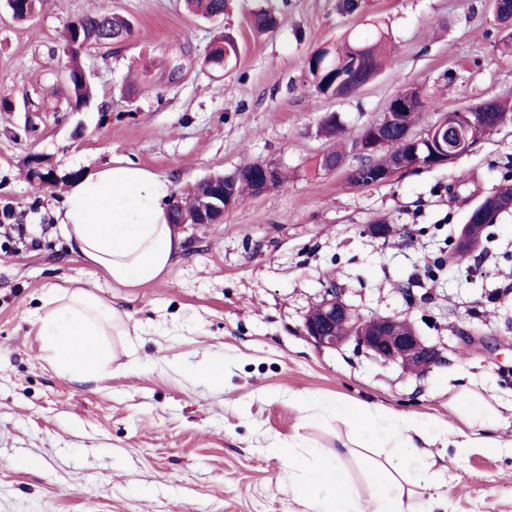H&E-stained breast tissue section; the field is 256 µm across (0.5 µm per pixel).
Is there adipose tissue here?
I'll list each match as a JSON object with an SVG mask.
<instances>
[{
    "instance_id": "obj_1",
    "label": "adipose tissue",
    "mask_w": 512,
    "mask_h": 512,
    "mask_svg": "<svg viewBox=\"0 0 512 512\" xmlns=\"http://www.w3.org/2000/svg\"><path fill=\"white\" fill-rule=\"evenodd\" d=\"M170 187L148 170L117 163L77 180L63 202L60 230L72 251L103 271L113 283L141 287L170 274L179 237L169 222ZM122 334L124 314L90 290L58 293L55 305L38 318L51 365L77 380L92 377L107 357L101 341L103 323ZM449 404L459 425L436 430L384 408L332 409L354 443L365 435L388 445L390 452L368 472L369 498H362L340 461L327 460L304 477L293 478L295 494L310 512H417L405 486H430L438 477L426 451L441 442L451 448L479 445V432L495 429L504 418L477 394L454 395Z\"/></svg>"
}]
</instances>
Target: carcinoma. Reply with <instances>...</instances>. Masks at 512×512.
I'll use <instances>...</instances> for the list:
<instances>
[{
  "instance_id": "1",
  "label": "carcinoma",
  "mask_w": 512,
  "mask_h": 512,
  "mask_svg": "<svg viewBox=\"0 0 512 512\" xmlns=\"http://www.w3.org/2000/svg\"><path fill=\"white\" fill-rule=\"evenodd\" d=\"M190 9H200L208 18L216 19L224 16L227 0H186ZM254 26L263 32L272 31L277 20L273 13L261 9L254 13ZM134 35V28L123 19H113L110 12L100 11L86 14L67 26L66 45L68 56V80L71 85L76 104H86L93 97L91 84L84 81V66L80 58V50L87 45L108 47L114 42H122ZM384 35L374 40H366L353 35L344 44L334 48H324L307 59V69L312 76L316 90L328 97L342 98L350 95L356 88L371 81L380 68L379 49ZM238 56L237 46L233 40L224 38V46L215 48L206 56V62L213 70H224V59ZM320 65L321 72H316L314 65ZM512 112V94L496 96L480 101V111L473 114V120L480 127V136L484 137L503 123L507 114ZM383 149L377 158H366L357 167L351 169L347 180L353 186H367L368 167H378L387 161L400 156L404 160V168L415 171L427 168L430 153L429 142L409 140L403 131L392 127L380 132ZM501 212L512 209V174H505L503 185L492 195ZM466 223L471 225L468 239L460 237L448 242L452 253L460 255L467 251L471 243L482 242L488 225L468 216Z\"/></svg>"
}]
</instances>
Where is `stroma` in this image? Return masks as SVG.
<instances>
[{"mask_svg": "<svg viewBox=\"0 0 512 512\" xmlns=\"http://www.w3.org/2000/svg\"><path fill=\"white\" fill-rule=\"evenodd\" d=\"M264 4L279 24L261 34L252 12ZM102 10L137 35L82 50L95 95L79 107L63 34ZM378 27L392 43L382 71L349 97L316 93L307 58ZM499 29L491 0H360L352 14L340 0H229L217 21L184 0H36L16 20L0 0V212L28 227L22 238L0 229V512H309L290 490L288 449L340 453L358 487L378 458L348 447L324 404L382 407L429 428L454 420L448 401L464 389L512 404V212L468 256H448L469 209L512 169V116L453 163L386 183L350 185L352 150L321 165L326 113L340 115L349 143L407 88L428 95L426 125L511 92ZM221 32L239 55L216 72L205 57ZM33 153L57 184L29 178ZM115 161L169 181L178 198L251 162L285 179L223 223L179 229L172 273L122 288L59 229L72 175ZM382 219L392 231L378 237ZM329 282L363 316L411 322L443 363L410 376L352 345L318 349L303 321ZM79 286L123 311L127 330L108 336L114 357L87 383L55 371L37 324L56 289ZM203 360L221 375L193 376ZM430 451L443 479L415 499L434 512H512L511 456Z\"/></svg>", "mask_w": 512, "mask_h": 512, "instance_id": "obj_1", "label": "stroma"}]
</instances>
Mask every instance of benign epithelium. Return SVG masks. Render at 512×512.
<instances>
[{
	"instance_id": "obj_1",
	"label": "benign epithelium",
	"mask_w": 512,
	"mask_h": 512,
	"mask_svg": "<svg viewBox=\"0 0 512 512\" xmlns=\"http://www.w3.org/2000/svg\"><path fill=\"white\" fill-rule=\"evenodd\" d=\"M414 99L405 95L395 96L386 112L371 128L397 126L412 138L413 125L410 123V103ZM478 111L471 104L444 114L426 130V140L436 142L432 148L429 164L433 167L446 165L457 157L472 151L479 143V134L466 119ZM28 168L36 181L56 178L55 172L45 165L39 154L29 156ZM240 171L248 174L252 186L250 193L259 196L277 186L279 168L270 163H255L243 166ZM193 209L177 214L175 225L199 227L217 224L224 220V211L238 206L242 197L236 187L222 175L209 176L200 180L192 189ZM339 322H348L353 332L347 335L336 332ZM303 328L306 336L321 349H340L352 342L366 354L399 365L411 375H421L438 364L441 351L427 343L414 326L395 316L364 317L354 307L346 303L334 288H324L320 299L308 310Z\"/></svg>"
}]
</instances>
